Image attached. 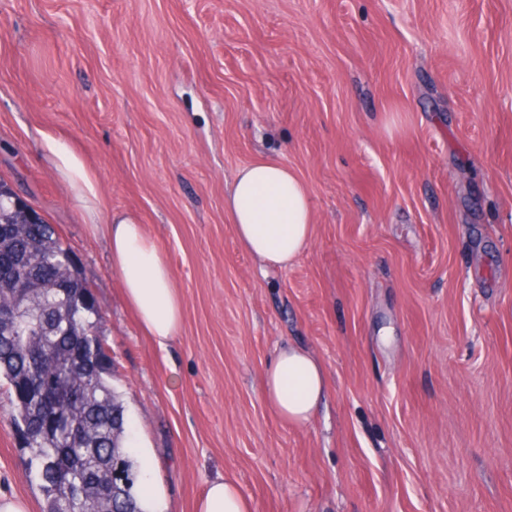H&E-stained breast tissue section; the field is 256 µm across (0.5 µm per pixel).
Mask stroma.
<instances>
[{"label":"stroma","mask_w":512,"mask_h":512,"mask_svg":"<svg viewBox=\"0 0 512 512\" xmlns=\"http://www.w3.org/2000/svg\"><path fill=\"white\" fill-rule=\"evenodd\" d=\"M51 141L163 249L167 350ZM262 157L313 197L279 271L224 213ZM0 179L104 316L153 512L227 475L252 512H512V0H0ZM288 345L330 380L304 427L262 393ZM9 409L1 384L0 490L41 512Z\"/></svg>","instance_id":"1"}]
</instances>
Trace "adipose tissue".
I'll return each instance as SVG.
<instances>
[{
    "instance_id": "obj_1",
    "label": "adipose tissue",
    "mask_w": 512,
    "mask_h": 512,
    "mask_svg": "<svg viewBox=\"0 0 512 512\" xmlns=\"http://www.w3.org/2000/svg\"><path fill=\"white\" fill-rule=\"evenodd\" d=\"M49 152L79 200L96 197L95 177L79 156L55 142ZM224 210L242 246L263 267L287 268L311 239V194L284 163L260 159L240 167L224 196ZM106 233L128 304L147 336L166 346L181 332L183 302L162 249L130 216H113ZM262 391L283 425L303 427L313 421L327 394L328 378L311 353L286 346L267 367ZM198 512H250V504L237 481L227 477L208 485Z\"/></svg>"
}]
</instances>
